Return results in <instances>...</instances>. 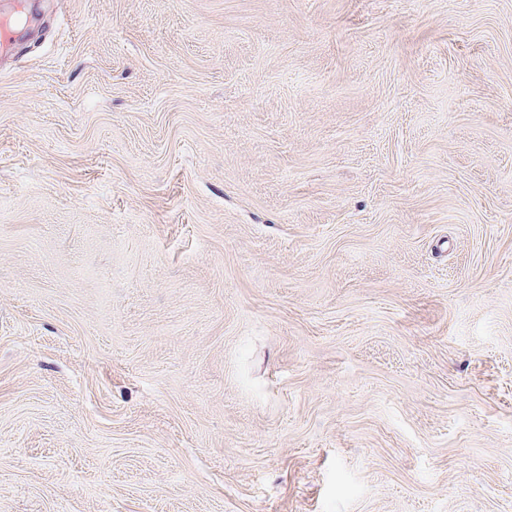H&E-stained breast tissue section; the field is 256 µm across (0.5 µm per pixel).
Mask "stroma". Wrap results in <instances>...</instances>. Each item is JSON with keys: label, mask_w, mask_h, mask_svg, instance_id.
I'll return each instance as SVG.
<instances>
[{"label": "stroma", "mask_w": 512, "mask_h": 512, "mask_svg": "<svg viewBox=\"0 0 512 512\" xmlns=\"http://www.w3.org/2000/svg\"><path fill=\"white\" fill-rule=\"evenodd\" d=\"M38 8L0 512H512V0Z\"/></svg>", "instance_id": "1"}]
</instances>
